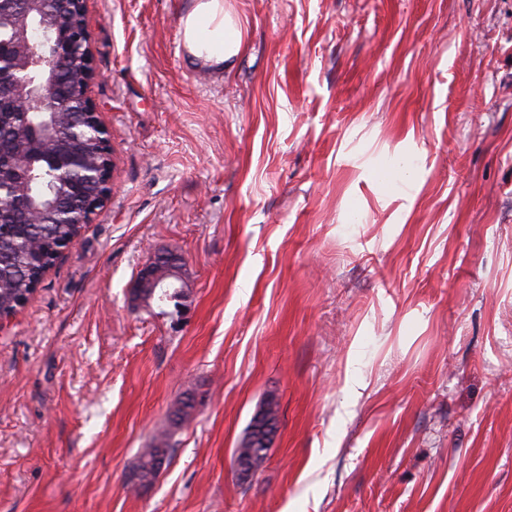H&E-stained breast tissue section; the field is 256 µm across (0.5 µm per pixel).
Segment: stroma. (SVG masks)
Returning a JSON list of instances; mask_svg holds the SVG:
<instances>
[{
  "instance_id": "obj_1",
  "label": "stroma",
  "mask_w": 512,
  "mask_h": 512,
  "mask_svg": "<svg viewBox=\"0 0 512 512\" xmlns=\"http://www.w3.org/2000/svg\"><path fill=\"white\" fill-rule=\"evenodd\" d=\"M195 2L86 0L112 197L0 326V512H512V0H224L227 75ZM192 11L181 18L184 44L189 53L204 65L229 73V60L243 45V32L224 9L223 0H199ZM272 401L275 400H268L259 410V412H257V414L254 416L250 428L247 432V435L243 440L242 448H237V451L245 450L247 452L249 450H252L255 455V463L258 469H260L265 463V460L267 458V451L271 444L272 436L275 433L278 415V402L275 401V404L277 406V414L275 416H270L271 410L266 411V414L269 417L268 422L263 423L261 420H259V418H261V416L259 417V415L263 412L265 407ZM269 422H272V425L268 426L267 424ZM259 452H262V454L260 455ZM171 433L163 429L155 433L146 448H142L135 466L134 476L142 486L153 483L162 464L158 461H165L171 448Z\"/></svg>"
}]
</instances>
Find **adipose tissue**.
I'll list each match as a JSON object with an SVG mask.
<instances>
[{
    "instance_id": "adipose-tissue-1",
    "label": "adipose tissue",
    "mask_w": 512,
    "mask_h": 512,
    "mask_svg": "<svg viewBox=\"0 0 512 512\" xmlns=\"http://www.w3.org/2000/svg\"><path fill=\"white\" fill-rule=\"evenodd\" d=\"M181 26L187 50L208 67L225 68L242 48L243 33L223 0H198Z\"/></svg>"
}]
</instances>
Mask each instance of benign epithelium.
<instances>
[{"label": "benign epithelium", "mask_w": 512, "mask_h": 512, "mask_svg": "<svg viewBox=\"0 0 512 512\" xmlns=\"http://www.w3.org/2000/svg\"><path fill=\"white\" fill-rule=\"evenodd\" d=\"M60 11L69 14H84V0H18L9 16L12 28L11 40L14 51L9 55L0 52V85L5 83L11 92V111L47 112L51 115L60 111L61 89L64 80V64L73 55L80 57L83 70V85L80 95V110L69 117L74 130L89 134L96 139L106 156H112V146L103 126L96 105L88 95V89L95 78L91 39L86 24L75 25L66 32L53 33L48 45L30 42L27 25L32 18L46 11ZM51 165L67 172L85 176L97 186V199L87 213L84 223L90 224L100 208L104 207L112 195L110 168L101 170L86 168L80 155L49 159ZM32 211L48 210L60 215L66 208L59 199L53 197L42 203L32 200L22 202Z\"/></svg>", "instance_id": "1"}]
</instances>
